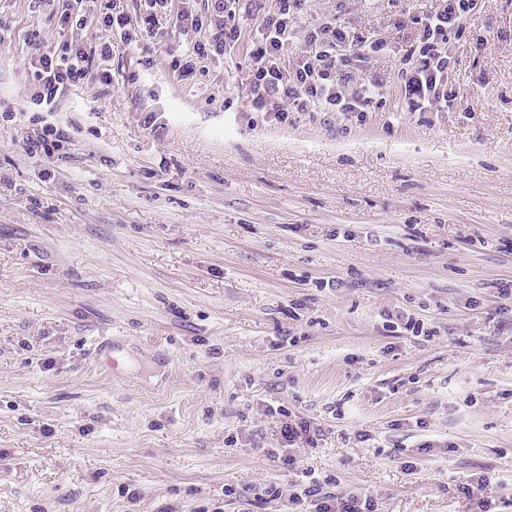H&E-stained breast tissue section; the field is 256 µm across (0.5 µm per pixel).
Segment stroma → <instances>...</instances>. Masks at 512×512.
<instances>
[{
  "instance_id": "stroma-1",
  "label": "stroma",
  "mask_w": 512,
  "mask_h": 512,
  "mask_svg": "<svg viewBox=\"0 0 512 512\" xmlns=\"http://www.w3.org/2000/svg\"><path fill=\"white\" fill-rule=\"evenodd\" d=\"M0 0V512H287L265 489L332 478L377 512H471L506 477L512 512V0L453 40L457 104L405 112L400 59L441 0H303L387 39L363 120L249 102V47L275 0L188 58L174 0L53 112L35 45L97 41L140 0ZM13 120H5L3 112ZM52 115L59 160L22 139ZM429 333L413 336L407 318ZM320 425L288 469L282 416ZM466 493L477 506L475 512H496L492 510L496 504L493 495V485L487 476L479 475L472 479L470 487L466 488Z\"/></svg>"
}]
</instances>
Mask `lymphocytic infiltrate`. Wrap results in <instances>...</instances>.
Returning a JSON list of instances; mask_svg holds the SVG:
<instances>
[{"label":"lymphocytic infiltrate","instance_id":"obj_1","mask_svg":"<svg viewBox=\"0 0 512 512\" xmlns=\"http://www.w3.org/2000/svg\"><path fill=\"white\" fill-rule=\"evenodd\" d=\"M301 0H276L274 12L260 24V35L249 51L252 61L248 74L250 104L275 121L283 122L292 112H344L362 114L380 86L354 88L348 68L351 62L369 59L388 50L386 39L364 38L326 21L319 26L299 30L295 11ZM479 0H443L434 14L421 19L416 46L401 59V98L411 112H445L457 98L449 86L452 36L460 35L464 19L470 16ZM227 0H211L208 37L195 41L192 52L200 58L222 55L235 45L240 32L227 25L224 13ZM303 46L296 52L288 69L278 61L295 38ZM110 43H87L79 39L63 41L40 50L32 66L35 105H53L67 89L84 83L96 59L109 58ZM267 496L287 497L290 512L311 506L312 512H375L373 495L349 490L333 493L323 482L283 495L280 488L269 486Z\"/></svg>","mask_w":512,"mask_h":512}]
</instances>
